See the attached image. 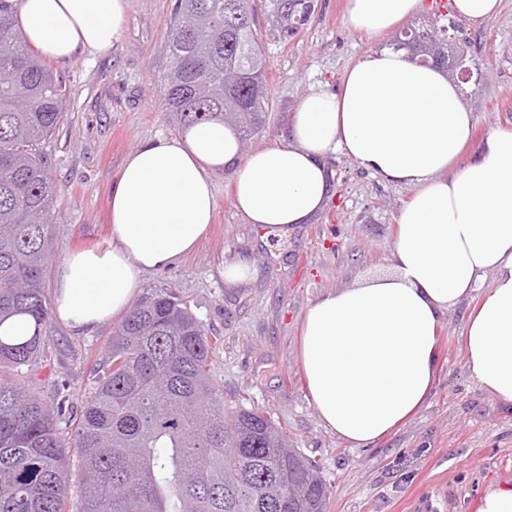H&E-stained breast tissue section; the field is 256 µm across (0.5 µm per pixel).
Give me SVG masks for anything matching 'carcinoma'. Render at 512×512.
<instances>
[{
	"label": "carcinoma",
	"instance_id": "1",
	"mask_svg": "<svg viewBox=\"0 0 512 512\" xmlns=\"http://www.w3.org/2000/svg\"><path fill=\"white\" fill-rule=\"evenodd\" d=\"M285 36L305 26L312 0H176L166 31L172 58L164 101L186 129L222 121L246 143L265 124L269 61L256 3ZM0 0V324L25 315L35 333L0 338V512H65L71 467L77 512H326L319 464L288 445L270 417L224 407L211 339L188 302L157 290L115 327L102 375L80 413L26 392L44 351L56 188L40 151L66 116L63 78L17 29ZM462 24L448 15L408 23L391 41L424 65L474 69Z\"/></svg>",
	"mask_w": 512,
	"mask_h": 512
}]
</instances>
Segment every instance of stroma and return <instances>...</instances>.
I'll use <instances>...</instances> for the list:
<instances>
[{
	"label": "stroma",
	"instance_id": "1",
	"mask_svg": "<svg viewBox=\"0 0 512 512\" xmlns=\"http://www.w3.org/2000/svg\"><path fill=\"white\" fill-rule=\"evenodd\" d=\"M176 0H127L120 40L94 60L55 64L71 92L68 116L42 145L56 185L55 248L45 269L52 286L62 253L108 248L112 184L126 155L143 140L180 133L162 99L171 66L165 41ZM346 0H314L310 22L285 38L260 24L267 121L251 146L276 142L311 85L337 88L345 68L389 44L392 33L366 35L349 24ZM479 73L462 87L474 114L472 148L498 129L512 130V0L481 24L464 23ZM333 191L307 224L270 232L236 213L229 172L213 177L214 221L196 250L177 265L146 275L147 294L170 288L188 300L219 339L212 366L226 408L270 414L292 447L319 461L330 492L328 512H477L483 492L512 485V409L474 381L460 339L467 304L448 310L438 339L437 374L421 409L375 446L354 448L325 427L310 404L298 359L300 326L316 298L351 287L389 267L398 213L409 188L370 175L337 156ZM256 274L226 285L221 273L238 256ZM112 324L92 334L51 321L44 361L25 386L51 402L59 390L80 404L105 359Z\"/></svg>",
	"mask_w": 512,
	"mask_h": 512
}]
</instances>
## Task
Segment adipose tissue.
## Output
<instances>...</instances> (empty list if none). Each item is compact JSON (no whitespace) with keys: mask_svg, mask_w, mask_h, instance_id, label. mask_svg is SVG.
<instances>
[{"mask_svg":"<svg viewBox=\"0 0 512 512\" xmlns=\"http://www.w3.org/2000/svg\"><path fill=\"white\" fill-rule=\"evenodd\" d=\"M420 0H346L357 31L381 34ZM126 0H18L22 36L49 60L111 50ZM474 118L441 69L406 52L370 51L339 91L312 87L279 142L240 150L220 122L141 142L127 154L110 202L109 248L69 251L55 270L53 310L89 333L126 313L144 276L192 252L215 210L214 174L230 170L233 203L260 228L307 224L331 191V161L412 193L399 211L388 272L324 294L303 317L299 357L313 407L327 428L367 448L419 411L437 365L448 309L493 281L468 311L462 338L471 377L512 407V130L489 133L461 156Z\"/></svg>","mask_w":512,"mask_h":512,"instance_id":"ef3b65f1","label":"adipose tissue"}]
</instances>
